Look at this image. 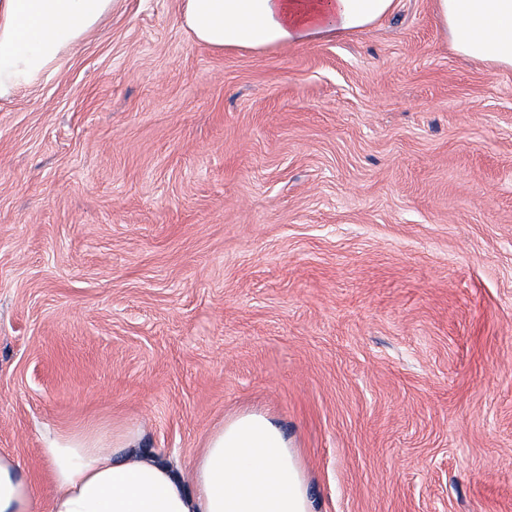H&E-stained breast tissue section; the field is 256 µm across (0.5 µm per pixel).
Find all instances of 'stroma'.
<instances>
[{"label": "stroma", "mask_w": 512, "mask_h": 512, "mask_svg": "<svg viewBox=\"0 0 512 512\" xmlns=\"http://www.w3.org/2000/svg\"><path fill=\"white\" fill-rule=\"evenodd\" d=\"M119 0L0 101V452L242 411L315 512H512V70L433 0L283 49Z\"/></svg>", "instance_id": "stroma-1"}]
</instances>
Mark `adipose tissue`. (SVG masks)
Here are the masks:
<instances>
[{
  "mask_svg": "<svg viewBox=\"0 0 512 512\" xmlns=\"http://www.w3.org/2000/svg\"><path fill=\"white\" fill-rule=\"evenodd\" d=\"M117 0H0V99L51 73L62 53ZM453 51L512 68V0H434ZM394 0H184L194 38L215 49L261 50L375 24ZM137 428L53 431L40 450L51 490L40 500L20 460L0 452V512H314L286 433L242 412L205 438L183 472L131 455Z\"/></svg>",
  "mask_w": 512,
  "mask_h": 512,
  "instance_id": "obj_1",
  "label": "adipose tissue"
}]
</instances>
